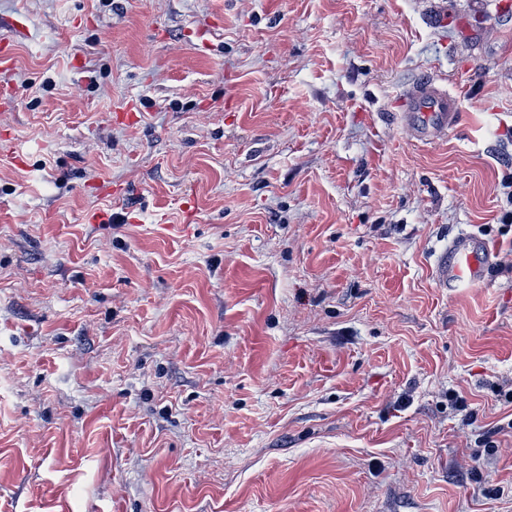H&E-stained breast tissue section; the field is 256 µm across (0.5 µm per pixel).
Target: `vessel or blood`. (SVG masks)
<instances>
[{
	"instance_id": "vessel-or-blood-1",
	"label": "vessel or blood",
	"mask_w": 512,
	"mask_h": 512,
	"mask_svg": "<svg viewBox=\"0 0 512 512\" xmlns=\"http://www.w3.org/2000/svg\"><path fill=\"white\" fill-rule=\"evenodd\" d=\"M458 97L431 80L420 81L400 101L399 116L417 141L430 143L444 136L458 122ZM493 251L486 239L461 231L441 251L432 267L440 287L448 290L480 285L492 262Z\"/></svg>"
}]
</instances>
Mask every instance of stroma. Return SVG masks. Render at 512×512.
Wrapping results in <instances>:
<instances>
[{
    "label": "stroma",
    "instance_id": "35a3bbf8",
    "mask_svg": "<svg viewBox=\"0 0 512 512\" xmlns=\"http://www.w3.org/2000/svg\"><path fill=\"white\" fill-rule=\"evenodd\" d=\"M2 42L0 512H512V17L0 0ZM399 104L400 118L422 143L438 140L459 119L458 97L433 80L420 81ZM493 254L486 239L460 231L437 255L432 275L440 287L449 291L473 288L484 281Z\"/></svg>",
    "mask_w": 512,
    "mask_h": 512
}]
</instances>
